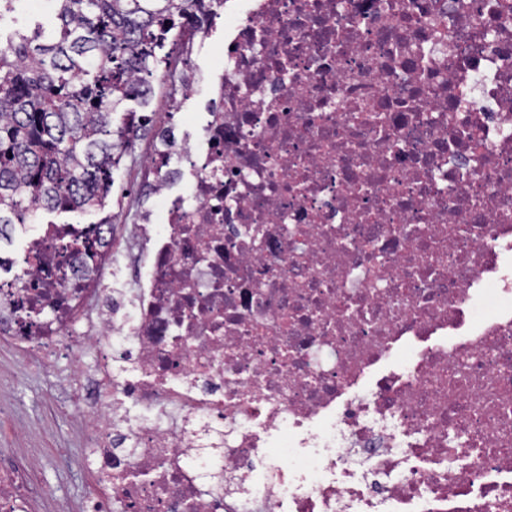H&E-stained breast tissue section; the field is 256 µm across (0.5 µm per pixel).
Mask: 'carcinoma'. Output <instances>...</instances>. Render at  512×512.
Here are the masks:
<instances>
[{
  "label": "carcinoma",
  "mask_w": 512,
  "mask_h": 512,
  "mask_svg": "<svg viewBox=\"0 0 512 512\" xmlns=\"http://www.w3.org/2000/svg\"><path fill=\"white\" fill-rule=\"evenodd\" d=\"M49 25L0 43V227L43 208L101 205L88 184L135 139L114 124L125 102L154 95V45L200 0H50Z\"/></svg>",
  "instance_id": "obj_1"
}]
</instances>
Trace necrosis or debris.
Wrapping results in <instances>:
<instances>
[{"label": "necrosis or debris", "mask_w": 512, "mask_h": 512, "mask_svg": "<svg viewBox=\"0 0 512 512\" xmlns=\"http://www.w3.org/2000/svg\"><path fill=\"white\" fill-rule=\"evenodd\" d=\"M180 43L134 192L0 277V337L94 353V512H512V0H208ZM222 40H224V26H222V20H218L214 43L194 58V64L199 65L203 72L208 73L209 70H214L221 63Z\"/></svg>", "instance_id": "obj_1"}]
</instances>
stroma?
<instances>
[{"mask_svg":"<svg viewBox=\"0 0 512 512\" xmlns=\"http://www.w3.org/2000/svg\"><path fill=\"white\" fill-rule=\"evenodd\" d=\"M97 210L38 211L16 225L4 252L17 250L41 224H89ZM67 354L46 359L0 339V465L29 470L32 512H84L98 493L96 460L79 392L66 381Z\"/></svg>","mask_w":512,"mask_h":512,"instance_id":"35a3bbf8","label":"stroma"}]
</instances>
